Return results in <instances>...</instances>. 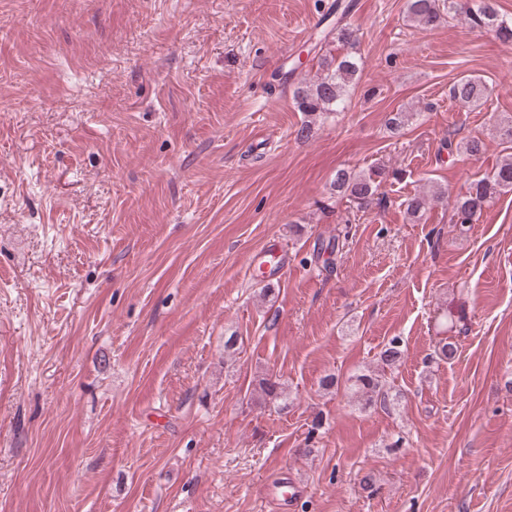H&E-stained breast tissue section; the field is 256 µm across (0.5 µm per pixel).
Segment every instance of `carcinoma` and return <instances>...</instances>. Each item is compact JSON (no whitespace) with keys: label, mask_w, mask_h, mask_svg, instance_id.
Listing matches in <instances>:
<instances>
[{"label":"carcinoma","mask_w":512,"mask_h":512,"mask_svg":"<svg viewBox=\"0 0 512 512\" xmlns=\"http://www.w3.org/2000/svg\"><path fill=\"white\" fill-rule=\"evenodd\" d=\"M406 9L409 18L423 27H433L441 18L443 11H458L457 0H407ZM467 24L481 31L492 34L503 43H512V21L501 17L490 0H472L464 10ZM359 71L358 62L352 56L341 58H324L321 73L316 79L294 92V98L300 111L314 116L320 112H340L344 110L348 87ZM488 95V87L481 80L462 77L456 80L448 91L449 99L461 107L477 106ZM384 172L352 173L341 170L336 175L334 187L344 193L349 200L360 208H367L374 203L382 184ZM512 191V158L500 164L494 173L486 178L470 183L465 195L456 203L454 223L471 224L485 204L501 193ZM444 198L440 189L429 195H415L404 201L408 214L415 216L425 206L438 203ZM402 359L400 340L392 338L380 351L379 363L395 368ZM261 391L270 401L284 397L282 384L271 378L262 379ZM357 387L366 396V404L387 407L389 394L380 376L370 373L357 377Z\"/></svg>","instance_id":"1"}]
</instances>
